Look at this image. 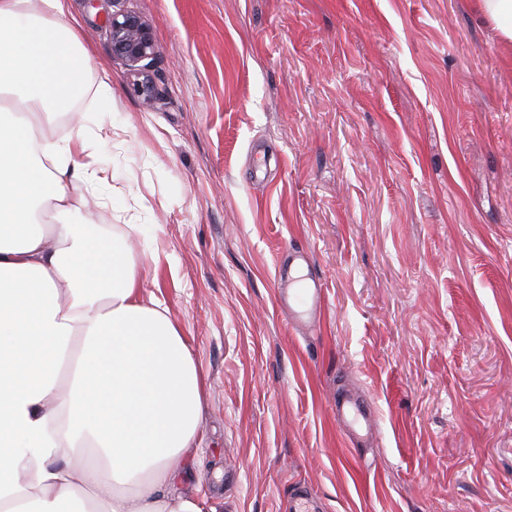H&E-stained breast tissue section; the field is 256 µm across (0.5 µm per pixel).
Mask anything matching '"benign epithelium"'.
<instances>
[{
    "mask_svg": "<svg viewBox=\"0 0 512 512\" xmlns=\"http://www.w3.org/2000/svg\"><path fill=\"white\" fill-rule=\"evenodd\" d=\"M107 28L112 55L123 60L137 76L133 89L146 100L153 97L154 87L144 75L142 62L152 60L158 53L150 26L131 10L120 9L107 14Z\"/></svg>",
    "mask_w": 512,
    "mask_h": 512,
    "instance_id": "1",
    "label": "benign epithelium"
}]
</instances>
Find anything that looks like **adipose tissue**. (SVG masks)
I'll return each mask as SVG.
<instances>
[{
	"mask_svg": "<svg viewBox=\"0 0 512 512\" xmlns=\"http://www.w3.org/2000/svg\"><path fill=\"white\" fill-rule=\"evenodd\" d=\"M67 0H0V512H202L176 494L201 437L202 375L169 310L145 300L135 224L98 227L113 199L83 125L115 96ZM82 183L85 193L72 192ZM92 110L93 102L88 97L76 106V111L79 112H70L69 114L59 116L50 130L51 133L56 137H63L68 132L73 122L80 120L83 115L90 117L88 113Z\"/></svg>",
	"mask_w": 512,
	"mask_h": 512,
	"instance_id": "adipose-tissue-1",
	"label": "adipose tissue"
}]
</instances>
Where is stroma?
Segmentation results:
<instances>
[{"label":"stroma","instance_id":"obj_1","mask_svg":"<svg viewBox=\"0 0 512 512\" xmlns=\"http://www.w3.org/2000/svg\"><path fill=\"white\" fill-rule=\"evenodd\" d=\"M159 47L155 97L68 0L104 62L143 297L203 375L179 492L219 512H512V47L474 0H125ZM304 252L324 310L278 273ZM370 397L358 441L336 394ZM307 279L302 288H288L282 292V298L288 309L297 317V323L301 328L310 326L309 319L321 311L324 303V288L320 281ZM309 280V281H308Z\"/></svg>","mask_w":512,"mask_h":512}]
</instances>
